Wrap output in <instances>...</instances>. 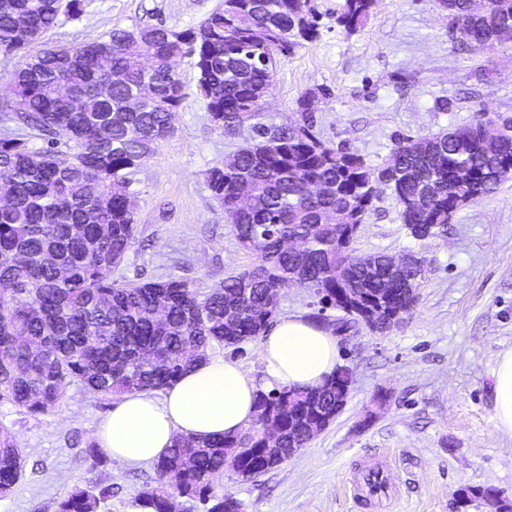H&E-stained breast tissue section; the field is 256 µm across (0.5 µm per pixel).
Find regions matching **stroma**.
<instances>
[{
	"mask_svg": "<svg viewBox=\"0 0 512 512\" xmlns=\"http://www.w3.org/2000/svg\"><path fill=\"white\" fill-rule=\"evenodd\" d=\"M219 0H84L79 18L63 19L43 45L91 42L113 28L199 24ZM317 40L281 60L253 125L214 129L193 95L189 59L176 70L187 98L171 137L160 141L135 176L138 234L120 276L131 282L174 277L207 288L251 267L213 200L205 174L250 141L254 125L276 130L314 121L317 138L382 165L398 139L469 123L482 111L512 119V43L475 52L448 36L438 0H378L363 27L335 22L340 0H315ZM308 100L301 111L300 100ZM358 253L423 257L419 299L384 336L362 326L339 333L340 365L353 373L348 403L326 430L277 470L243 480L225 474L216 490L243 512H362L348 488L356 461L392 460L397 498L388 512H475L456 492L494 486L512 501V436L496 430L493 370L512 349V179L457 211L447 238H412L399 204L380 187L353 243ZM387 394L374 418L366 411ZM110 401L73 385L52 413L29 416L0 401V424L26 451L25 475L0 498V512H53L74 486L99 481L112 493L102 512H129L154 476L152 465L114 458L95 464L84 450Z\"/></svg>",
	"mask_w": 512,
	"mask_h": 512,
	"instance_id": "1",
	"label": "stroma"
}]
</instances>
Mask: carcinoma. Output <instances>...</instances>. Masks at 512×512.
I'll return each mask as SVG.
<instances>
[{
    "instance_id": "carcinoma-1",
    "label": "carcinoma",
    "mask_w": 512,
    "mask_h": 512,
    "mask_svg": "<svg viewBox=\"0 0 512 512\" xmlns=\"http://www.w3.org/2000/svg\"><path fill=\"white\" fill-rule=\"evenodd\" d=\"M376 2L343 0L336 24L356 32ZM447 2L452 38L479 51L512 42V0H492L488 9ZM60 18L58 0H0V52L29 48ZM19 20L36 38H19ZM319 20L314 0H223L195 27L115 28L89 44L30 53L11 73L9 95L0 97V184L11 192L0 206V401L38 416L59 407L73 384L105 400L163 390L214 349L239 352L263 335L288 286L313 290L321 303L343 291L342 329L385 335L412 313L424 269L394 270L387 256L352 247L377 186L393 191L412 237L444 238L453 214L512 178V119L500 120L491 141L485 112L445 133L402 138L378 167L325 144L308 123L272 134L256 127L251 142L206 173L239 246L256 262L207 289L115 277L138 229L133 176L172 135V113L187 98L174 64L193 59L211 124L237 129L269 93L280 56L320 35ZM146 80L155 98L132 111L128 101ZM103 82L108 98L96 91ZM33 138L46 146H30ZM465 165L472 176L454 179ZM306 181L330 193L312 199ZM290 238L304 248L290 251ZM350 384L349 368L340 366L305 391L259 392L256 418L281 430L274 447L254 425L213 440L177 437L137 501L151 512H174L183 498L203 512H241L215 479L226 472L251 479L283 465L288 449L307 447L335 422ZM24 465L14 433L1 425V498L13 494ZM109 493L98 483L76 486L54 512H101ZM457 496L506 510L487 487Z\"/></svg>"
}]
</instances>
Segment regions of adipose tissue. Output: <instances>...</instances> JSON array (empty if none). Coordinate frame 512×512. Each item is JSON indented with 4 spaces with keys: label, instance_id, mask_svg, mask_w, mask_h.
I'll return each mask as SVG.
<instances>
[{
    "label": "adipose tissue",
    "instance_id": "adipose-tissue-1",
    "mask_svg": "<svg viewBox=\"0 0 512 512\" xmlns=\"http://www.w3.org/2000/svg\"><path fill=\"white\" fill-rule=\"evenodd\" d=\"M261 378L241 365L210 358L186 371L161 398L143 392L114 397L96 424L98 448L129 465L156 461L176 436L233 435L255 418L258 391L321 384L339 361L330 329L300 315L277 321L260 347ZM494 423L512 434V349L499 353L493 371Z\"/></svg>",
    "mask_w": 512,
    "mask_h": 512
}]
</instances>
